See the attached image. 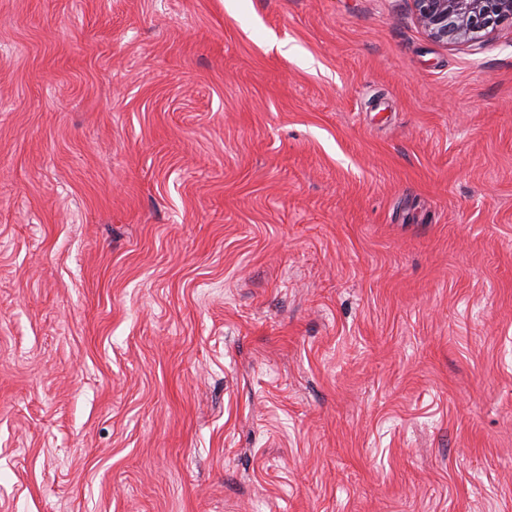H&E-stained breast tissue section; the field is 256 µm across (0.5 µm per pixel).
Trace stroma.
Listing matches in <instances>:
<instances>
[{"label": "stroma", "mask_w": 512, "mask_h": 512, "mask_svg": "<svg viewBox=\"0 0 512 512\" xmlns=\"http://www.w3.org/2000/svg\"><path fill=\"white\" fill-rule=\"evenodd\" d=\"M0 512H512V24L0 0Z\"/></svg>", "instance_id": "1"}]
</instances>
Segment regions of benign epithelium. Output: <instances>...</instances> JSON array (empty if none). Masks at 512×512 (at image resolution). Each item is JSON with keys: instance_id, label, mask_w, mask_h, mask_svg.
Instances as JSON below:
<instances>
[{"instance_id": "obj_1", "label": "benign epithelium", "mask_w": 512, "mask_h": 512, "mask_svg": "<svg viewBox=\"0 0 512 512\" xmlns=\"http://www.w3.org/2000/svg\"><path fill=\"white\" fill-rule=\"evenodd\" d=\"M428 37L440 44L472 41L480 33L512 22V0H412Z\"/></svg>"}]
</instances>
